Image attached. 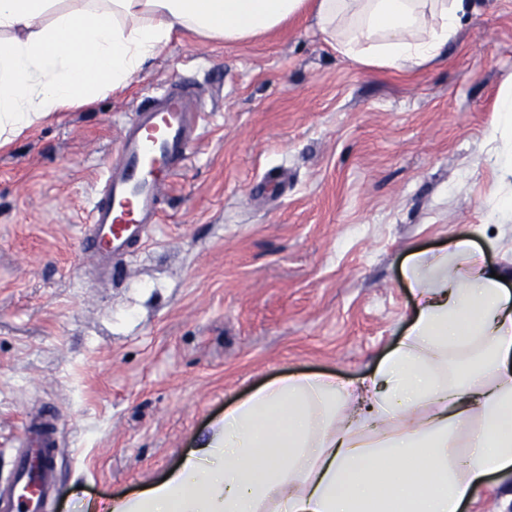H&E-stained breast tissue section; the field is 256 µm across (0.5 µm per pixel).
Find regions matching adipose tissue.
<instances>
[{"label":"adipose tissue","instance_id":"1","mask_svg":"<svg viewBox=\"0 0 512 512\" xmlns=\"http://www.w3.org/2000/svg\"><path fill=\"white\" fill-rule=\"evenodd\" d=\"M472 0H0V139L122 88L175 31L244 42L310 13L362 67L439 57ZM473 240L411 254L418 296L372 374H297L225 409L160 482L84 512H459L512 477V289ZM419 458L421 472L408 462Z\"/></svg>","mask_w":512,"mask_h":512}]
</instances>
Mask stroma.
I'll list each match as a JSON object with an SVG mask.
<instances>
[{"label": "stroma", "mask_w": 512, "mask_h": 512, "mask_svg": "<svg viewBox=\"0 0 512 512\" xmlns=\"http://www.w3.org/2000/svg\"><path fill=\"white\" fill-rule=\"evenodd\" d=\"M511 75L512 0L414 72L351 64L305 16L242 43L181 31L124 88L0 145V476L48 406L49 512L133 494L265 383L374 370L415 313L413 252L467 236L512 269V218L486 208L512 190L488 144ZM182 78L199 139L149 240L98 276L96 188L136 103Z\"/></svg>", "instance_id": "stroma-1"}]
</instances>
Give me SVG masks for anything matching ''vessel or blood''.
Listing matches in <instances>:
<instances>
[{
  "label": "vessel or blood",
  "instance_id": "obj_1",
  "mask_svg": "<svg viewBox=\"0 0 512 512\" xmlns=\"http://www.w3.org/2000/svg\"><path fill=\"white\" fill-rule=\"evenodd\" d=\"M201 112L186 82L160 86L135 108L89 213L86 241L99 272L111 271L146 242L159 220L162 188L199 138ZM15 460L13 479L0 481V512H48L58 463L50 417L26 426Z\"/></svg>",
  "mask_w": 512,
  "mask_h": 512
}]
</instances>
